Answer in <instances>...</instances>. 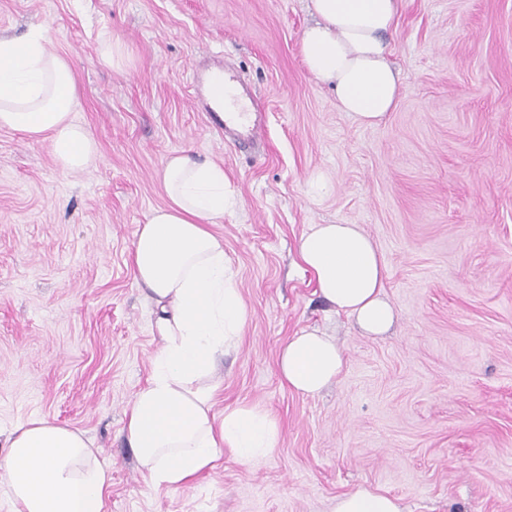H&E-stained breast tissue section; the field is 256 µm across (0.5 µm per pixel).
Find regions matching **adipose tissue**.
I'll list each match as a JSON object with an SVG mask.
<instances>
[{"mask_svg":"<svg viewBox=\"0 0 512 512\" xmlns=\"http://www.w3.org/2000/svg\"><path fill=\"white\" fill-rule=\"evenodd\" d=\"M315 17L301 40L302 61L331 85L340 111L362 126L380 124L395 107L399 79L386 36L397 0H309ZM43 29L0 37V128L50 141L65 172L88 168L98 154L73 117L77 85L70 61L46 48ZM168 202L139 225L132 244L135 281L154 306L151 331L160 348L146 385L126 414L124 434L148 485L179 489L212 470L224 452L254 466L279 448L282 428L267 408L238 404L213 411L216 362L237 348L249 311L224 243L210 229L234 206L224 167L180 150L162 164ZM297 252L320 297L369 336L392 327L384 292L387 266L357 224H313ZM341 348L317 328L292 336L278 353L282 382L315 395L338 378ZM91 444L75 429L32 419L12 432L0 457V484L13 512H105L111 484ZM333 512H402L396 499L365 487L337 495Z\"/></svg>","mask_w":512,"mask_h":512,"instance_id":"adipose-tissue-1","label":"adipose tissue"}]
</instances>
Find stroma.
<instances>
[{"mask_svg":"<svg viewBox=\"0 0 512 512\" xmlns=\"http://www.w3.org/2000/svg\"><path fill=\"white\" fill-rule=\"evenodd\" d=\"M311 21L307 0H0V34L43 28L70 60L73 116L98 144L66 173L49 142L0 129V455L34 418L82 431L112 469L106 512H332L360 486L403 512H512V0H401L399 99L375 127L305 69ZM103 33L129 68L100 64ZM215 67L262 114L246 150L209 121ZM182 149L222 163L236 200L212 230L249 321L214 411L264 406L282 441L173 490L144 484L123 428L159 347L130 251ZM316 171L335 186L320 202L306 192ZM312 224H357L378 246L389 333L327 311L296 251ZM306 327L345 356L315 397L277 371Z\"/></svg>","mask_w":512,"mask_h":512,"instance_id":"35a3bbf8","label":"stroma"}]
</instances>
